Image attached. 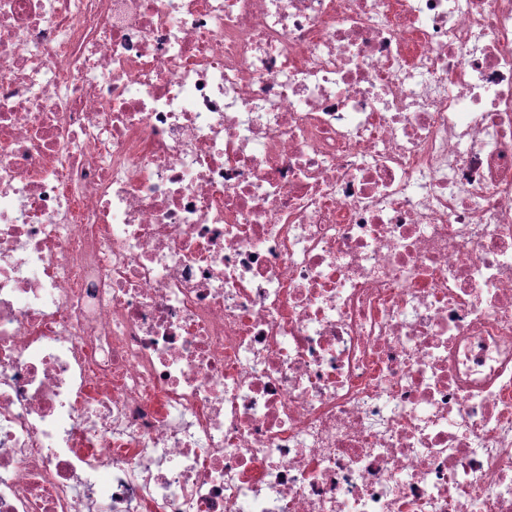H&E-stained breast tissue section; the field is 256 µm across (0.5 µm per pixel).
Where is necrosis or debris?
I'll return each instance as SVG.
<instances>
[{"instance_id":"4bbe7bcc","label":"necrosis or debris","mask_w":512,"mask_h":512,"mask_svg":"<svg viewBox=\"0 0 512 512\" xmlns=\"http://www.w3.org/2000/svg\"><path fill=\"white\" fill-rule=\"evenodd\" d=\"M0 512H512V0H0Z\"/></svg>"}]
</instances>
